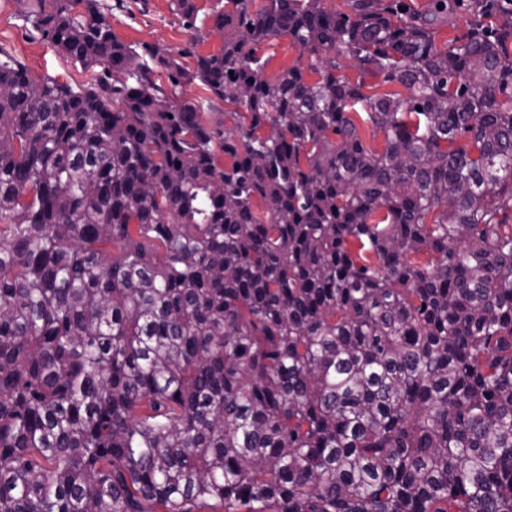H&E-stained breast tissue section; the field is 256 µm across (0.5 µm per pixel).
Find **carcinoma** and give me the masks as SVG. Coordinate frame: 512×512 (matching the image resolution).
<instances>
[{
  "label": "carcinoma",
  "mask_w": 512,
  "mask_h": 512,
  "mask_svg": "<svg viewBox=\"0 0 512 512\" xmlns=\"http://www.w3.org/2000/svg\"><path fill=\"white\" fill-rule=\"evenodd\" d=\"M230 3L25 0L80 87L0 46V512H512V5ZM126 10H112V27L125 42L178 49L188 39L168 0H124ZM469 0L457 1L459 7L457 8L456 14L449 20L450 25H445L440 28V32L437 35V41L441 45L448 38H453L455 35H460L466 26V20L468 14L465 10V6ZM258 54L264 58H270L266 75L273 78L281 68L292 65L297 60L299 51L292 45L288 37H281L264 44ZM341 63L343 64V72L352 80L357 82L359 79H363L366 87L364 88L365 92L368 94L373 93H383L386 91H397L401 92L404 95L407 93V90L401 86H393V85H381L378 86L381 81L378 77H371L370 75H366L362 77L360 68L356 65L353 59L349 57H344L341 59ZM373 86V88H370Z\"/></svg>",
  "instance_id": "obj_1"
}]
</instances>
